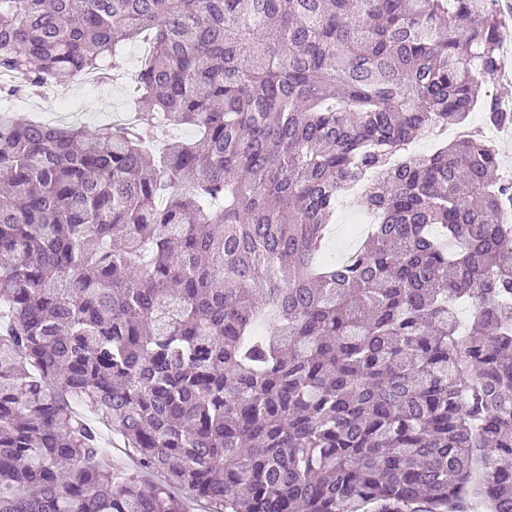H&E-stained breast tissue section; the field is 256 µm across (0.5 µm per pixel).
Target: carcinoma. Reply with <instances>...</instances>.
Here are the masks:
<instances>
[{"instance_id":"carcinoma-1","label":"carcinoma","mask_w":512,"mask_h":512,"mask_svg":"<svg viewBox=\"0 0 512 512\" xmlns=\"http://www.w3.org/2000/svg\"><path fill=\"white\" fill-rule=\"evenodd\" d=\"M502 31L498 0H0V101L151 44L135 122L0 117V512H512V176L479 132L409 152L512 124ZM512 45L509 44L508 53H503V48L500 50V71L499 78L494 84H489L485 87L487 94L497 96L499 99H511L512 100ZM510 77L511 82L507 83L506 78ZM359 204L346 199L337 207L335 224H331L332 234L325 249L326 259L338 261L363 242L368 225L374 223V215ZM78 409L80 411H82L88 418H90L96 422L100 431L104 435V438L106 441V446H109L112 444V461H115V462L121 463V464H125V465H130V459L125 454V448H124L122 441L118 437L113 435L109 431V429L106 428V426L104 424L99 422V420L97 419V416H95L90 410H88L87 408H83V407H78Z\"/></svg>"}]
</instances>
